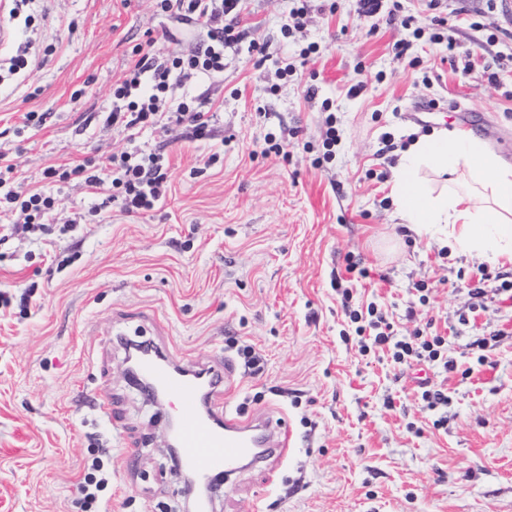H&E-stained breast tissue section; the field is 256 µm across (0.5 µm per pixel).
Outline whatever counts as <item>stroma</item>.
Masks as SVG:
<instances>
[{
  "mask_svg": "<svg viewBox=\"0 0 512 512\" xmlns=\"http://www.w3.org/2000/svg\"><path fill=\"white\" fill-rule=\"evenodd\" d=\"M299 5L246 0L245 38L225 48L223 72L187 89L211 117L196 139L172 119L129 132L106 119L137 47L187 55L204 29L178 25L153 0H35L29 22L0 0L14 33L0 58L26 44L36 63L0 82V143L15 167L5 187L54 198L52 223L0 216L10 298L0 306V512H75L96 457L108 512H185L166 448L171 410L128 380L129 339L193 369L231 361L225 402L293 433L287 459L218 480L213 512H512V338L471 379L445 380L441 432L420 408L414 372L394 380L385 361L342 342L355 326L337 292L351 254L370 271L352 285L355 302H376L400 334L430 319L447 332L467 309L478 260L401 224L390 183L401 150L442 129L512 162V0H404L412 28L384 13L360 20L357 0H309L303 26L283 37ZM488 66L499 84L485 79ZM30 112L45 124L26 125ZM331 115L337 141L324 163ZM386 132L395 150H384ZM269 134L287 143V160L263 156ZM136 146L163 148L171 174L166 197L141 214L94 213L80 180L44 176ZM416 282L429 301L410 318ZM241 345L263 355L262 375L245 373ZM99 395L111 398V419L95 410Z\"/></svg>",
  "mask_w": 512,
  "mask_h": 512,
  "instance_id": "stroma-1",
  "label": "stroma"
}]
</instances>
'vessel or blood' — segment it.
<instances>
[{
    "label": "vessel or blood",
    "mask_w": 512,
    "mask_h": 512,
    "mask_svg": "<svg viewBox=\"0 0 512 512\" xmlns=\"http://www.w3.org/2000/svg\"><path fill=\"white\" fill-rule=\"evenodd\" d=\"M144 371L177 410L182 466L201 478H209L216 470H235L245 461L260 462L267 453L287 455L289 443L282 439L280 425L270 420L257 423L221 406L215 378L199 377L191 369L175 373L169 361L147 363Z\"/></svg>",
    "instance_id": "1"
}]
</instances>
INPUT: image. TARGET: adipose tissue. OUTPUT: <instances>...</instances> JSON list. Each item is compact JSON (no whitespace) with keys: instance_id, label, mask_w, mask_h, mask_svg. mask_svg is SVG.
<instances>
[{"instance_id":"1","label":"adipose tissue","mask_w":512,"mask_h":512,"mask_svg":"<svg viewBox=\"0 0 512 512\" xmlns=\"http://www.w3.org/2000/svg\"><path fill=\"white\" fill-rule=\"evenodd\" d=\"M390 195L414 230L445 235L453 250L512 262V164L465 131L418 137L401 154Z\"/></svg>"}]
</instances>
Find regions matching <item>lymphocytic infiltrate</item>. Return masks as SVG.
I'll list each match as a JSON object with an SVG mask.
<instances>
[{
  "label": "lymphocytic infiltrate",
  "mask_w": 512,
  "mask_h": 512,
  "mask_svg": "<svg viewBox=\"0 0 512 512\" xmlns=\"http://www.w3.org/2000/svg\"><path fill=\"white\" fill-rule=\"evenodd\" d=\"M243 0H155L158 12L180 23L206 29L208 40L194 54L158 53L154 47L138 49L134 62L122 79L112 87L115 104L107 118L109 124L127 130L156 125L163 115H172L176 122L188 124L196 134L208 126L205 112L197 110L191 101H176L174 92L202 75L222 72L224 47L240 40L238 17ZM114 177L104 181L89 165L79 164L72 170L51 169V177L65 181L78 176L91 193L98 194L105 186L117 189L124 211L138 213L154 207L166 194L168 167L162 154L139 151L123 152L109 157ZM468 293L472 304L468 312L459 314L460 325L473 328L466 343L469 367H462L450 354V339L434 330L432 323L413 333L397 334L385 313L376 304L353 307L351 291H343L342 307L358 337L362 355L386 356L393 370L402 372L416 366L436 367L447 373L470 378L475 367L484 365L490 354L512 336L505 326L477 325V316L487 311L489 302L499 305L512 303V280L487 268H478L471 278Z\"/></svg>",
  "instance_id": "f902f5d3"
}]
</instances>
